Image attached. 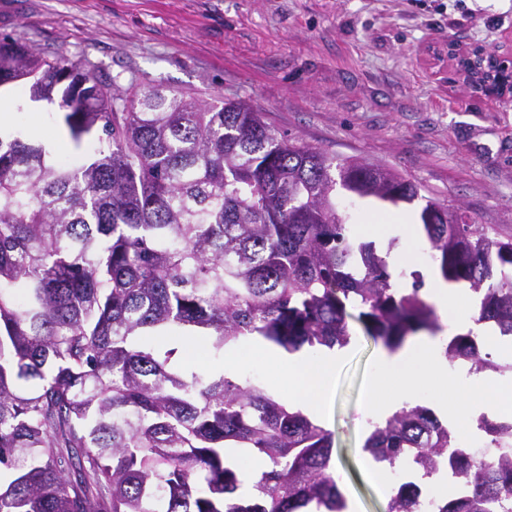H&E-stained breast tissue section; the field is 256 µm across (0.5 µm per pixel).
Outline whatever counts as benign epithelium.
Returning <instances> with one entry per match:
<instances>
[{
	"label": "benign epithelium",
	"instance_id": "7a95c632",
	"mask_svg": "<svg viewBox=\"0 0 512 512\" xmlns=\"http://www.w3.org/2000/svg\"><path fill=\"white\" fill-rule=\"evenodd\" d=\"M448 55L458 58L461 70L485 94L502 99L512 98V70L496 54L479 46L469 53H461L457 44L450 41Z\"/></svg>",
	"mask_w": 512,
	"mask_h": 512
}]
</instances>
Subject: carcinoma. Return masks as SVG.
Returning <instances> with one entry per match:
<instances>
[{
    "mask_svg": "<svg viewBox=\"0 0 512 512\" xmlns=\"http://www.w3.org/2000/svg\"><path fill=\"white\" fill-rule=\"evenodd\" d=\"M24 79L34 100L59 93L70 140L95 148L74 166L0 137V512H343L331 433L256 378L178 358L195 334L215 359L247 342L342 348L351 319L390 351L437 335L422 275L356 240L336 205L340 190L396 205L419 188L276 133L246 101L121 92L1 40L0 85ZM419 220L439 276L512 338V236L435 200ZM443 353L512 372L471 329ZM478 428L481 456L407 403L364 450L448 473L457 496L434 512H512V420ZM228 448L266 463L248 496ZM421 491L401 482L388 512H415Z\"/></svg>",
    "mask_w": 512,
    "mask_h": 512,
    "instance_id": "carcinoma-1",
    "label": "carcinoma"
}]
</instances>
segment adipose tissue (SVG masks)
Wrapping results in <instances>:
<instances>
[{
	"instance_id": "adipose-tissue-1",
	"label": "adipose tissue",
	"mask_w": 512,
	"mask_h": 512,
	"mask_svg": "<svg viewBox=\"0 0 512 512\" xmlns=\"http://www.w3.org/2000/svg\"><path fill=\"white\" fill-rule=\"evenodd\" d=\"M465 295V289L443 283L432 284L429 292V299L442 321L463 332L472 327L477 314L473 305L460 309L459 303ZM341 357L340 350L327 348L288 356L283 369L294 387L290 403L307 414L322 415L329 402L336 365ZM392 384L396 385L397 391L391 398L372 402L371 410L375 415L385 417L392 414L402 402L419 400L435 384L446 388L455 405L454 412L447 415L453 423L473 421L499 405L500 380L482 373H454L442 354L440 341L432 338L416 339L394 353H380L371 389L379 393Z\"/></svg>"
}]
</instances>
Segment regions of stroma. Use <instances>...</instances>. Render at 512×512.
Here are the masks:
<instances>
[{
    "label": "stroma",
    "mask_w": 512,
    "mask_h": 512,
    "mask_svg": "<svg viewBox=\"0 0 512 512\" xmlns=\"http://www.w3.org/2000/svg\"><path fill=\"white\" fill-rule=\"evenodd\" d=\"M0 39L61 56L100 80L242 99L268 123L342 158L375 163L422 196L467 209L512 235V100L487 96L448 55L482 45L512 62V0H0ZM15 129H34L71 164L80 158L54 107L29 85L0 87ZM355 236L416 215L413 205L339 194ZM323 427L336 480L358 512H386L390 494L367 468L369 385L382 344L352 327ZM285 352L252 356L248 375L280 400Z\"/></svg>",
    "instance_id": "stroma-1"
}]
</instances>
